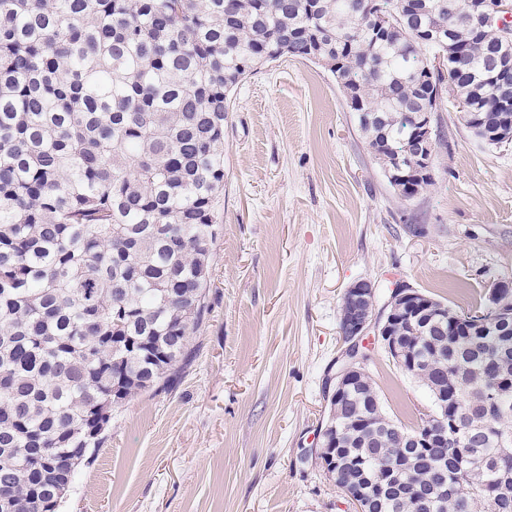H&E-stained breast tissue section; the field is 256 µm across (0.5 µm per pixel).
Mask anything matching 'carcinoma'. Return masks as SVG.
Masks as SVG:
<instances>
[{
    "mask_svg": "<svg viewBox=\"0 0 512 512\" xmlns=\"http://www.w3.org/2000/svg\"><path fill=\"white\" fill-rule=\"evenodd\" d=\"M512 0H0V492L58 512L112 408L172 386L209 310L224 118L239 82L285 55L329 67L375 156L410 145L421 103L465 105L504 131L490 75L506 45L476 9ZM457 53L443 74L431 61ZM404 327L428 390L461 432L398 465L371 377L345 400L344 447L377 512H512L498 437L512 438V318ZM506 386L496 404L484 375Z\"/></svg>",
    "mask_w": 512,
    "mask_h": 512,
    "instance_id": "carcinoma-1",
    "label": "carcinoma"
}]
</instances>
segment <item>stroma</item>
Returning <instances> with one entry per match:
<instances>
[{
  "mask_svg": "<svg viewBox=\"0 0 512 512\" xmlns=\"http://www.w3.org/2000/svg\"><path fill=\"white\" fill-rule=\"evenodd\" d=\"M433 183L401 197L321 64L257 66L224 121L209 312L171 388L115 408L60 512H350L311 450L325 424L345 288L408 281L455 310L512 281V144H479L450 104ZM408 426L427 390L372 348Z\"/></svg>",
  "mask_w": 512,
  "mask_h": 512,
  "instance_id": "obj_1",
  "label": "stroma"
}]
</instances>
